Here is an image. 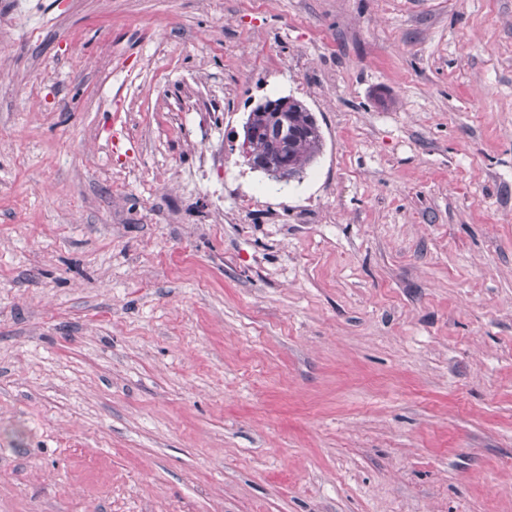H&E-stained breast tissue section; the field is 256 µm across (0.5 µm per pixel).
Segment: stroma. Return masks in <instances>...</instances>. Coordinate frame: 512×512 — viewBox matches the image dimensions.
Instances as JSON below:
<instances>
[{"label": "stroma", "mask_w": 512, "mask_h": 512, "mask_svg": "<svg viewBox=\"0 0 512 512\" xmlns=\"http://www.w3.org/2000/svg\"><path fill=\"white\" fill-rule=\"evenodd\" d=\"M0 512H512V0H0ZM282 97L274 99L277 101ZM283 97L279 103L271 102L269 99L259 103L260 109L267 111H275L276 116L281 118L280 126H286V121L282 117L285 114L288 101ZM288 131L292 132L288 136V156L290 169L288 170V179L274 177L278 180L290 181L292 176L303 174L315 162L317 157L322 153L324 140L319 125L316 124L314 114L300 100L291 99L288 106ZM252 114V120L255 127L260 130L258 139L252 146L254 161L276 154L278 152L279 124L274 120V112H256L254 108L249 112ZM252 122L243 127V141L240 145L241 154L246 160L250 159V146L258 131L253 127Z\"/></svg>", "instance_id": "stroma-1"}]
</instances>
